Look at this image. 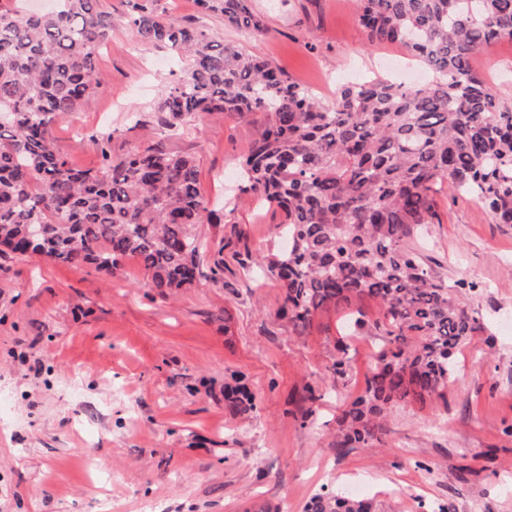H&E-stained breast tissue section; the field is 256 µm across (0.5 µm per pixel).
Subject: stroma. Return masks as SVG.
Wrapping results in <instances>:
<instances>
[{"label":"stroma","instance_id":"1","mask_svg":"<svg viewBox=\"0 0 512 512\" xmlns=\"http://www.w3.org/2000/svg\"><path fill=\"white\" fill-rule=\"evenodd\" d=\"M268 32L250 36L216 17L205 28L265 58L332 104L344 83L379 76L416 87L429 74L402 48L369 43L354 0H253ZM99 57L105 83L58 120V151L99 163L94 137L112 149L146 146V113L180 63L132 35L121 0ZM476 67L491 89L512 90V46L499 41ZM256 117L213 112L170 141L196 154L209 204L236 186ZM422 233L449 281L474 283L470 305L485 330L459 349L447 400L391 415L386 444L331 447L336 418L365 388L382 339L362 336L347 375L328 385L336 312L308 335L278 315L281 289L256 265L278 241L281 217L242 194L232 215L201 232L224 248V280L204 256L196 283L174 297L151 288L139 265L114 276L38 257L0 255V512H304L322 491H360L374 512H512V225L473 200L443 198ZM243 372L256 409L229 418L224 383ZM323 397L300 427L308 387Z\"/></svg>","mask_w":512,"mask_h":512}]
</instances>
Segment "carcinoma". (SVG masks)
I'll return each mask as SVG.
<instances>
[{"label":"carcinoma","instance_id":"cac0c4a2","mask_svg":"<svg viewBox=\"0 0 512 512\" xmlns=\"http://www.w3.org/2000/svg\"><path fill=\"white\" fill-rule=\"evenodd\" d=\"M157 2L125 0L139 40L184 60L151 104L157 141L115 154L106 133L96 168L71 164L51 128L102 87L95 48L112 40V12L103 0H56L48 13L0 5V252L25 254L40 224L34 255L108 275L134 260L163 296L193 286L207 249L200 228L217 216L200 193L195 155L164 141L210 112L261 116L241 156L244 190L280 211L288 245L260 265L299 333L331 309L349 318L333 375L350 366L351 337H383L333 442L373 448L396 407L445 399L457 351L484 331L466 283L434 269L418 229L439 223L441 193L512 224V93L492 91L472 65L481 49L512 40V0H357L368 41L402 47L432 79L415 88L378 77L350 83L330 105L197 19L163 16ZM195 2L227 28L268 31L252 0ZM243 380L224 387L233 417L254 408ZM371 509L341 491L316 494L306 512Z\"/></svg>","mask_w":512,"mask_h":512}]
</instances>
